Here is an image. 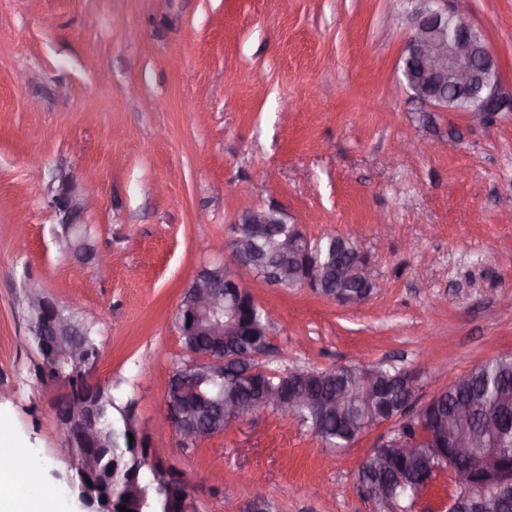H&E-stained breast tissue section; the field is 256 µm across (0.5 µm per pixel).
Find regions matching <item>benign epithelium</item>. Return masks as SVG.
Wrapping results in <instances>:
<instances>
[{"instance_id":"1","label":"benign epithelium","mask_w":512,"mask_h":512,"mask_svg":"<svg viewBox=\"0 0 512 512\" xmlns=\"http://www.w3.org/2000/svg\"><path fill=\"white\" fill-rule=\"evenodd\" d=\"M415 6L408 19L411 34L404 49L402 83L413 96L439 109H451L458 99L467 102L466 112L475 122L485 123L495 115L512 109V98L503 94L496 57L487 45L482 34L471 24L468 0H413ZM58 185L51 198V206L58 218L61 232L57 234L60 246L74 257L77 265L93 260L107 264L113 255L97 252L80 235L85 224L93 193L91 182L77 183L66 174L57 177ZM287 223L286 214L278 208L267 210L249 203L242 205L232 222L234 237L224 252V261L201 266L185 288L181 310L191 316L192 322L179 326L181 336L208 340V348L203 352L187 350L190 360L170 376L165 406L159 424L171 430L177 437V446L187 447L214 436V433L200 421V410L216 407L236 420L237 402L213 399L202 389L198 372L203 371L212 377H224L231 366L243 367L244 372L235 375L239 385L250 387L263 407L278 409L285 419L296 418V408L308 405L318 417L338 412L354 401L361 406H369L380 397V391L365 384L353 398L339 388L329 396H314L294 384L268 389L256 382L257 368L253 363L264 356L268 345L254 344L246 354L237 353L224 347V337L238 333V328L224 324L220 315L231 310L240 301L252 297L248 283L238 274V270L255 269V243L265 237L270 224ZM283 262L295 269L298 286H307L321 292L324 282L336 284V290L325 294V298L341 306L355 307L364 304L383 284L373 278L366 258L352 245H343L341 256L335 267L328 269L318 259V243L310 240L298 225H292L288 238L280 244ZM361 280L369 292H343V284ZM26 300L36 316L31 319V332L41 338L39 356L42 365L56 369L54 381L66 385L63 367L72 372L82 373L84 387L94 390L100 386L92 377V369L85 366L83 359L84 343L78 338L79 330L71 319L58 308L44 313L45 295L35 283L27 284ZM406 396V403L415 401L417 377L403 370L398 376ZM56 406L63 411L57 419L67 447L78 450L73 465L78 477V498L87 512L93 491L86 480L95 466L94 459L85 452V444L99 441L110 428L109 419L97 407L79 402L71 390L58 398ZM439 428L420 431L415 438L385 435L377 444V449L367 460L368 469L374 475L383 476L389 470V457L385 449L395 447L398 454L409 457L414 454L420 438L434 439ZM453 452L441 458L453 474L457 496L448 500V512H485L478 506L471 488L475 486L476 473H482L489 486H512V470L503 471L498 461L484 458L475 461L471 457L474 438L469 434H456L450 438ZM112 483L122 486L126 496L141 499L142 487L137 481L117 471L112 472ZM360 491L372 501L386 506L383 495L384 482L369 480L358 482Z\"/></svg>"}]
</instances>
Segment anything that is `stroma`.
<instances>
[{"label": "stroma", "mask_w": 512, "mask_h": 512, "mask_svg": "<svg viewBox=\"0 0 512 512\" xmlns=\"http://www.w3.org/2000/svg\"><path fill=\"white\" fill-rule=\"evenodd\" d=\"M410 0H0V429L61 512H82L25 301L29 281L97 340L94 378L194 491L200 512L379 509L357 474L392 424L349 447L272 411L179 448L155 421L176 360L175 316L222 259L240 197L311 239L339 235L380 292L346 308L250 275L280 373L393 365L425 403L512 352V111L483 125L400 84ZM470 21L512 95V0ZM96 175L85 216L119 264L76 270L50 206L59 175Z\"/></svg>", "instance_id": "stroma-1"}]
</instances>
